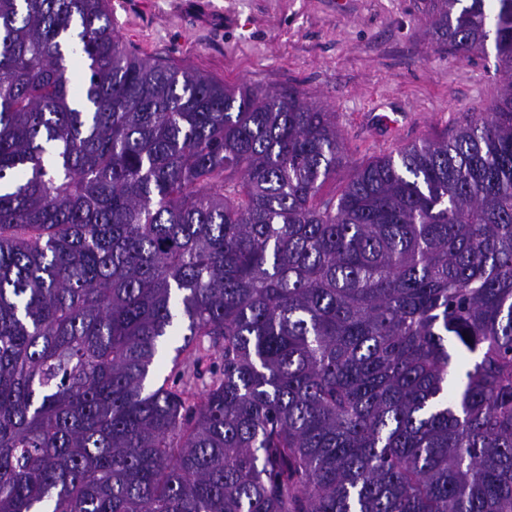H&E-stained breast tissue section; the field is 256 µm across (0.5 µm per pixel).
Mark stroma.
<instances>
[{
    "mask_svg": "<svg viewBox=\"0 0 512 512\" xmlns=\"http://www.w3.org/2000/svg\"><path fill=\"white\" fill-rule=\"evenodd\" d=\"M128 50L229 85L296 84L336 114L350 159L451 134L501 92L496 51L435 48L423 0H108ZM398 112L397 135L377 113Z\"/></svg>",
    "mask_w": 512,
    "mask_h": 512,
    "instance_id": "stroma-1",
    "label": "stroma"
}]
</instances>
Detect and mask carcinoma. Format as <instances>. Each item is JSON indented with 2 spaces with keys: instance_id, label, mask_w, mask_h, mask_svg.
<instances>
[{
  "instance_id": "obj_1",
  "label": "carcinoma",
  "mask_w": 512,
  "mask_h": 512,
  "mask_svg": "<svg viewBox=\"0 0 512 512\" xmlns=\"http://www.w3.org/2000/svg\"><path fill=\"white\" fill-rule=\"evenodd\" d=\"M424 13L500 95L326 198L302 88L0 0V512H512V0Z\"/></svg>"
}]
</instances>
